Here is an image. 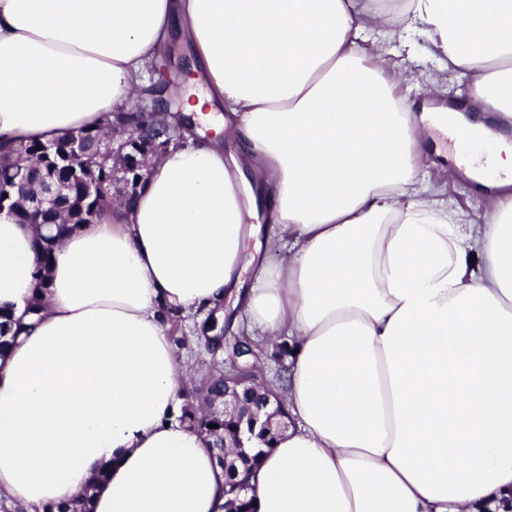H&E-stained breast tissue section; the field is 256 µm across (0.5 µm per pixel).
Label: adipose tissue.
<instances>
[{
  "instance_id": "1",
  "label": "adipose tissue",
  "mask_w": 512,
  "mask_h": 512,
  "mask_svg": "<svg viewBox=\"0 0 512 512\" xmlns=\"http://www.w3.org/2000/svg\"><path fill=\"white\" fill-rule=\"evenodd\" d=\"M408 28L469 77L475 116L394 93L370 36ZM175 40L194 127L132 203L65 235L41 280L35 225L0 211V309L46 304L0 369V497L222 512L163 315L230 298L293 346L298 425L244 445L257 512H512V142L478 118L512 117V0H0V153L96 126ZM457 127L484 146L456 159L493 196L481 224L428 179L426 131Z\"/></svg>"
}]
</instances>
